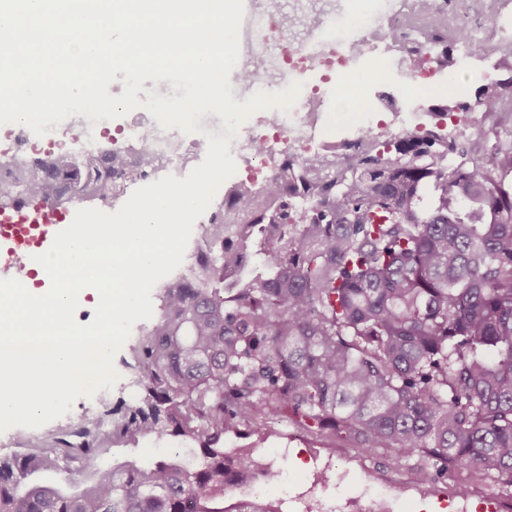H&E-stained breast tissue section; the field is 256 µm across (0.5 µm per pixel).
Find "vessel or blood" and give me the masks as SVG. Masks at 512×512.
<instances>
[{
  "label": "vessel or blood",
  "instance_id": "vessel-or-blood-1",
  "mask_svg": "<svg viewBox=\"0 0 512 512\" xmlns=\"http://www.w3.org/2000/svg\"><path fill=\"white\" fill-rule=\"evenodd\" d=\"M75 206L60 209L28 197L19 198L8 210L0 212V247H13L25 259L47 252L56 234L67 228L75 216Z\"/></svg>",
  "mask_w": 512,
  "mask_h": 512
}]
</instances>
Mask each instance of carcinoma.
Wrapping results in <instances>:
<instances>
[{
	"label": "carcinoma",
	"instance_id": "obj_1",
	"mask_svg": "<svg viewBox=\"0 0 512 512\" xmlns=\"http://www.w3.org/2000/svg\"><path fill=\"white\" fill-rule=\"evenodd\" d=\"M492 55L497 77L475 101L511 112L512 45ZM20 177L19 192L55 203L60 179L77 200L112 190L110 166L46 174L40 160ZM231 197L270 205L248 224L199 225L205 254L131 349L139 397L112 408L107 432L82 430V448L58 438L0 458V512H279L224 502L254 461L226 455L224 437L277 418L511 500L512 131L450 142L437 123L409 128L358 148L348 176L286 164ZM139 436L181 437L194 459L99 464L101 446Z\"/></svg>",
	"mask_w": 512,
	"mask_h": 512
}]
</instances>
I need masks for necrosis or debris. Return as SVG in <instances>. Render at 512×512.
<instances>
[{
    "instance_id": "obj_1",
    "label": "necrosis or debris",
    "mask_w": 512,
    "mask_h": 512,
    "mask_svg": "<svg viewBox=\"0 0 512 512\" xmlns=\"http://www.w3.org/2000/svg\"><path fill=\"white\" fill-rule=\"evenodd\" d=\"M383 22L367 21L355 38L337 36L335 43L321 42L320 33L333 26L328 0H296L284 9L280 0H251L240 29V71L254 81L279 83L291 75L312 70L329 73L348 71L358 60L374 57L387 66L380 47L387 39L397 45L398 62L406 78L415 82L437 75L431 57L434 41L428 40L426 19L444 17L454 28H465L469 37L457 41L454 53L463 61L475 48L490 50L512 42V0H391ZM427 57L421 69L411 68L412 60ZM330 109L324 94L313 91L299 95L288 122L280 124L273 137L249 136L242 142L247 160H260V167L248 175L249 181H272L284 160H292L306 170L310 179L332 176L346 169L349 152L327 141ZM201 143L135 115L123 135V145L112 162V193L99 200L102 208L112 206L124 195L130 181L153 182L168 174H180L195 167ZM154 163L143 167V153Z\"/></svg>"
}]
</instances>
